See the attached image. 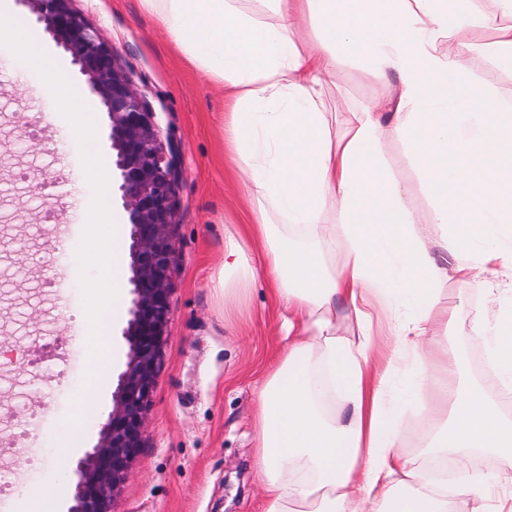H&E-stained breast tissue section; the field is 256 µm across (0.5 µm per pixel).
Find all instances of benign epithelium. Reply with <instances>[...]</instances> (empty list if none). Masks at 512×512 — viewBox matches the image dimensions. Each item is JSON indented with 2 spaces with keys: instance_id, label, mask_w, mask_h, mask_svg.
Listing matches in <instances>:
<instances>
[{
  "instance_id": "benign-epithelium-1",
  "label": "benign epithelium",
  "mask_w": 512,
  "mask_h": 512,
  "mask_svg": "<svg viewBox=\"0 0 512 512\" xmlns=\"http://www.w3.org/2000/svg\"><path fill=\"white\" fill-rule=\"evenodd\" d=\"M57 44L70 53L100 98L110 127L112 166L130 226L134 295L124 331L129 352L118 376L112 412L100 440L77 465L70 512H115L114 499L142 448L147 415L168 336L169 299L178 262L173 236L180 147L162 140L155 112L132 84L104 32L88 24L73 0H19Z\"/></svg>"
}]
</instances>
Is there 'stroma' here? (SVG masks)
Segmentation results:
<instances>
[{"label":"stroma","mask_w":512,"mask_h":512,"mask_svg":"<svg viewBox=\"0 0 512 512\" xmlns=\"http://www.w3.org/2000/svg\"><path fill=\"white\" fill-rule=\"evenodd\" d=\"M73 7L101 28L119 51L133 85L150 102L162 139L182 150V175L174 227L179 253L170 296V322L164 363L156 378L143 446L121 488L118 512H263L262 486L253 467L254 386L280 352L284 338L278 312L264 284H256L239 310L225 312L216 274L224 259V235L232 225L248 223L251 205L241 174L231 159L224 134L228 106L224 87L186 63L166 37L158 19L141 0H74ZM12 19L35 43L47 46L67 78L90 102L98 129L97 147L112 157L109 122L99 98L43 24L21 5ZM474 80L512 100V70L499 67L485 50L466 62ZM31 68L0 47V340L14 359H42L43 370L15 371L0 365V436L23 431L22 452L8 462L15 486L4 501L11 512H24L32 496L46 498L50 512H68L78 480L79 458L98 443L112 410V392L124 369L128 344L123 336L130 299L118 318L106 321L108 349L98 364L105 370L100 388L78 427L82 440L64 471L49 462L69 437L68 417L77 393L61 359L89 366L88 349L78 338L88 328L81 289H72L70 315L59 322L54 308L52 274L72 276L75 254L54 262L52 239L57 226L71 227L78 244L86 213H69L63 194L77 185L84 170L78 150L57 164L69 124ZM367 67L347 61L328 88L327 107L338 116L386 94ZM23 117L28 133L12 123ZM21 168L38 169L54 180L51 192L57 217H46L40 193L18 179ZM442 298L462 304L465 312L448 341L449 349L471 360L482 341L471 312L477 295L448 283Z\"/></svg>","instance_id":"1"}]
</instances>
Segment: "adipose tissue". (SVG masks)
I'll return each instance as SVG.
<instances>
[{
  "label": "adipose tissue",
  "instance_id": "obj_1",
  "mask_svg": "<svg viewBox=\"0 0 512 512\" xmlns=\"http://www.w3.org/2000/svg\"><path fill=\"white\" fill-rule=\"evenodd\" d=\"M141 2L230 106L254 220L224 236V305L262 276L283 311L288 342L253 415L264 512H512V313L499 307L512 294V102L463 66L483 30L512 66V21L471 0ZM349 59L398 83L340 124L325 94ZM391 138L417 171L426 216L386 162ZM340 240L344 256L329 262ZM446 281L481 293L484 376L498 394L465 382L445 344L461 314L442 300ZM375 304L395 339L379 370ZM411 407L434 423L429 457L479 451L497 469L436 484L398 452Z\"/></svg>",
  "mask_w": 512,
  "mask_h": 512
}]
</instances>
